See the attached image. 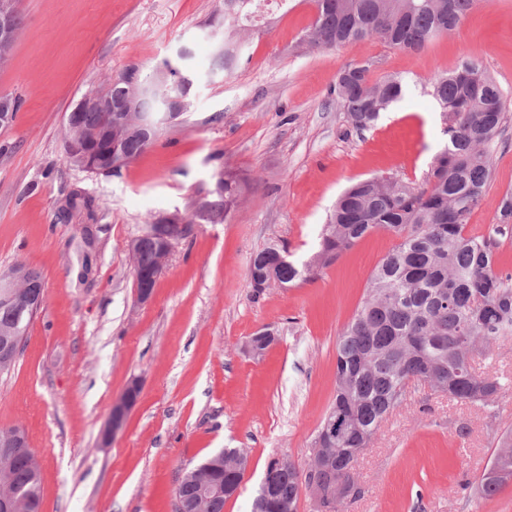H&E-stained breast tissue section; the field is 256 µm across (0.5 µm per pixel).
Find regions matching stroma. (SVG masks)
I'll return each mask as SVG.
<instances>
[{
    "label": "stroma",
    "mask_w": 512,
    "mask_h": 512,
    "mask_svg": "<svg viewBox=\"0 0 512 512\" xmlns=\"http://www.w3.org/2000/svg\"><path fill=\"white\" fill-rule=\"evenodd\" d=\"M215 0H17L22 27L0 95L21 102L0 129V272H40L43 303L24 348L0 377V429H25L40 467V512H176L182 473L225 448L249 469L224 512H251L270 459L307 468L335 392L336 342L363 301L395 237L360 240L319 278L255 293L249 267L270 242L294 258L318 247L323 224L353 182L394 176L423 184L444 144L425 77L466 58L501 87L502 130L492 176L468 220L496 222L512 190V0H479L456 30L411 53L367 40L312 50L314 12L289 0L286 14L248 44L233 73L209 80L206 23ZM193 50L200 76L191 106L154 147L109 177L72 167L62 149L65 116L90 85L126 65L150 68ZM371 62L374 77L408 83L403 100L367 130H354L333 89L340 73ZM231 170L246 178L241 203L221 223L195 222L171 255L149 302H138L129 241L153 216L186 211ZM81 189L98 227L93 272L80 277L81 218L58 216ZM278 341L247 350L262 328ZM493 364L511 383L499 413L419 385L383 423L357 464V495L338 512H512V481L491 497L474 482L499 437L512 429V340ZM138 404L109 446L100 443L112 403L132 379Z\"/></svg>",
    "instance_id": "1"
}]
</instances>
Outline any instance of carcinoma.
Masks as SVG:
<instances>
[{
  "mask_svg": "<svg viewBox=\"0 0 512 512\" xmlns=\"http://www.w3.org/2000/svg\"><path fill=\"white\" fill-rule=\"evenodd\" d=\"M288 0H216L208 26L224 32V55L213 56V69L229 71L247 46L244 35L262 24L264 9ZM315 18L306 31L316 49H333L376 39L384 45L419 51L438 35L457 28L475 0H311ZM188 58L175 55L158 64L175 67L188 81L160 93L191 97L195 74ZM140 65L131 64L104 86L84 92L122 102L127 122L112 124L110 113L89 109L73 113L65 127L62 148L70 164L89 173L112 175L113 159L128 165L147 151L139 119L163 108L158 96L140 97L129 90ZM440 109L447 142L435 156L422 185L395 177L374 176L349 186L338 198L320 235V248L297 265L286 249L270 244L251 260L252 288L262 292L274 281L281 288L316 279L321 270L377 230L391 233L398 243L375 267L367 294L336 343V390L329 410L343 414L348 436L336 441V457L319 475L330 497L329 512L341 498L334 487L355 482L358 457L382 423L401 405L412 386L426 384L461 403L496 415L503 376L492 367L472 365L475 352L489 357L495 344L512 340V275L495 271L494 235L512 224V193L499 205L493 233L472 235L467 229L490 183L489 148L504 121V93L473 61L437 72L426 81ZM404 97L402 81L393 76L371 79L370 65L353 64L340 74L336 98L357 130L374 125L380 114ZM242 193L240 179L224 171L215 180L213 199L198 198L184 215L185 227L170 235L187 238L195 221L227 219ZM91 208L75 190L60 200L59 211L71 218ZM159 243L144 238L135 263L139 287L152 289L157 278ZM19 279V305L0 303V349L21 350L32 315L23 304L37 299L44 288L41 274L23 264L0 273V283ZM512 479V432L504 434L491 466L478 482L490 497ZM273 492L257 495L252 512H296L305 482L296 466L276 468ZM240 488L235 469L211 457L182 475L175 495L200 512H224L226 501ZM18 501L16 512H39L40 469L35 457L0 447V490Z\"/></svg>",
  "mask_w": 512,
  "mask_h": 512,
  "instance_id": "obj_1",
  "label": "carcinoma"
}]
</instances>
